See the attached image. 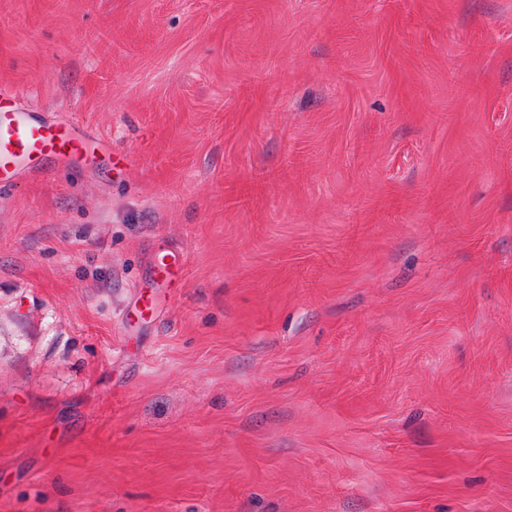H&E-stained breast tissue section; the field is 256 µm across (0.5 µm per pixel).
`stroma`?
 Wrapping results in <instances>:
<instances>
[{"instance_id":"obj_1","label":"stroma","mask_w":512,"mask_h":512,"mask_svg":"<svg viewBox=\"0 0 512 512\" xmlns=\"http://www.w3.org/2000/svg\"><path fill=\"white\" fill-rule=\"evenodd\" d=\"M112 149L0 190V512H512V0H0Z\"/></svg>"}]
</instances>
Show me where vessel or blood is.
I'll use <instances>...</instances> for the list:
<instances>
[{"label": "vessel or blood", "mask_w": 512, "mask_h": 512, "mask_svg": "<svg viewBox=\"0 0 512 512\" xmlns=\"http://www.w3.org/2000/svg\"><path fill=\"white\" fill-rule=\"evenodd\" d=\"M87 143L73 124H46L0 104V189L20 166L37 169L47 159L67 165L83 158Z\"/></svg>", "instance_id": "vessel-or-blood-1"}]
</instances>
